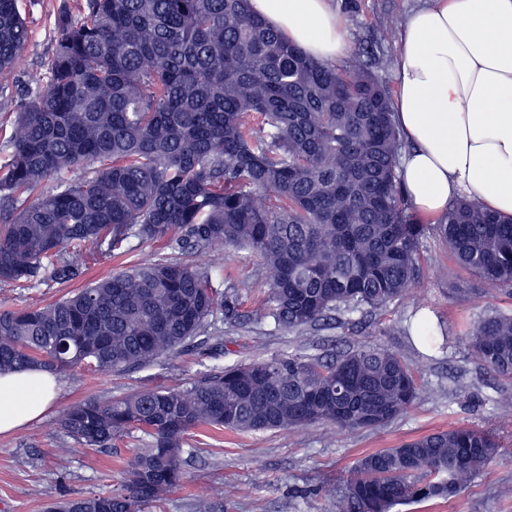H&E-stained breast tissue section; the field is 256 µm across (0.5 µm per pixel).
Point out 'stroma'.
I'll return each mask as SVG.
<instances>
[{
  "instance_id": "35a3bbf8",
  "label": "stroma",
  "mask_w": 512,
  "mask_h": 512,
  "mask_svg": "<svg viewBox=\"0 0 512 512\" xmlns=\"http://www.w3.org/2000/svg\"><path fill=\"white\" fill-rule=\"evenodd\" d=\"M422 2L333 0L346 20L351 52H362L363 64L389 91L397 89L401 25ZM62 3L23 0L30 37L20 71L43 68L54 47V20ZM188 260L211 269L215 283L225 287L242 279L252 283V291L242 295L246 319L228 323L216 317L194 348L175 350L144 368L107 375L81 371L58 379L57 398L41 420L0 435V512H46L59 499L120 490L122 469L146 447L147 437L133 430L101 451L83 448L57 423L59 411L69 404L120 398L145 383L178 387L228 364L288 351L330 356L359 337L419 364L423 391L405 415L374 431H339L327 424L249 433L191 431L184 439L183 484L144 512H195L200 498L208 499L211 512H330L343 476L359 456L454 424L496 431L502 444L499 456L458 496L411 504L400 512H512V494L502 492L512 487V415L495 406L498 399H512V376L489 373L464 340L466 329L481 316L511 313L512 294L457 266L442 237L428 234L419 281L360 335L350 324L333 323L308 329L299 339L254 317L266 282L265 268L254 254L198 252ZM417 301L448 333L445 348L428 361L422 343L405 333ZM62 455L68 460L63 468L58 465Z\"/></svg>"
}]
</instances>
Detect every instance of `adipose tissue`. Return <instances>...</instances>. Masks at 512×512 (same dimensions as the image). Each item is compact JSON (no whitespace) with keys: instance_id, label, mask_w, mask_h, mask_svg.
<instances>
[{"instance_id":"obj_1","label":"adipose tissue","mask_w":512,"mask_h":512,"mask_svg":"<svg viewBox=\"0 0 512 512\" xmlns=\"http://www.w3.org/2000/svg\"><path fill=\"white\" fill-rule=\"evenodd\" d=\"M312 58L349 45L332 0H250ZM393 121L408 144L398 175L416 212L442 217L456 199L512 216V0H426L407 17ZM47 373L0 375V434L40 418L56 394Z\"/></svg>"}]
</instances>
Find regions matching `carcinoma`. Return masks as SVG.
<instances>
[{"label": "carcinoma", "instance_id": "carcinoma-1", "mask_svg": "<svg viewBox=\"0 0 512 512\" xmlns=\"http://www.w3.org/2000/svg\"><path fill=\"white\" fill-rule=\"evenodd\" d=\"M21 0H0V82L29 37ZM61 8L46 68L26 74L11 152L0 163V283L80 280L87 261L133 241L185 253L249 251L267 271L260 315L298 335L336 314L385 309L421 276L429 230L399 183L405 143L392 99L361 63L307 56L249 0H81ZM91 163L76 181L65 175ZM434 229L476 277L512 286V219L474 199ZM238 287L185 261L116 268L66 296L0 311V373L146 366L203 335L219 313L244 317ZM433 348L428 316L416 324ZM487 371L512 376V313L466 333ZM420 374L398 353L351 341L331 361L301 352L236 362L176 389L63 408L60 428L90 450L135 428L148 444L124 491L50 504L47 512H138L184 479L185 435L200 427L281 430L328 423L373 429L403 415ZM500 452L496 435L452 425L360 456L336 512H394L451 499Z\"/></svg>", "mask_w": 512, "mask_h": 512}]
</instances>
